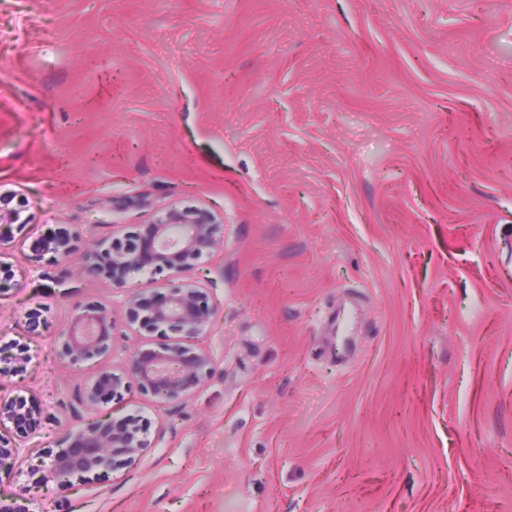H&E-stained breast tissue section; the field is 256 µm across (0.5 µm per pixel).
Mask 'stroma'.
<instances>
[{
    "label": "stroma",
    "mask_w": 512,
    "mask_h": 512,
    "mask_svg": "<svg viewBox=\"0 0 512 512\" xmlns=\"http://www.w3.org/2000/svg\"><path fill=\"white\" fill-rule=\"evenodd\" d=\"M0 194L31 512H512V0H0ZM185 206L224 217L183 274L215 374L132 391L161 439L59 496L31 466L94 371L55 338L112 296L84 254ZM79 236V233H75L74 237L71 235L57 237L49 243V246L45 245V242H40L34 247L35 255L39 256L41 252L49 250L54 253L57 258L65 261L73 254L75 250L74 240Z\"/></svg>",
    "instance_id": "35a3bbf8"
}]
</instances>
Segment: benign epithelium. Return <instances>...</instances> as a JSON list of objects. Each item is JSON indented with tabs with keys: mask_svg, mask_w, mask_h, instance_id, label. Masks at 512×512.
Here are the masks:
<instances>
[{
	"mask_svg": "<svg viewBox=\"0 0 512 512\" xmlns=\"http://www.w3.org/2000/svg\"><path fill=\"white\" fill-rule=\"evenodd\" d=\"M61 236L34 247L49 250L65 261L73 254L74 240ZM224 250V219L205 208H169L145 225L142 233H125L96 243L85 254V274L108 282L124 294L126 325L140 336L175 339L155 347L128 351L120 371L112 367L115 344L112 303L97 302L76 310L72 325L56 337L60 360L71 367L91 363L97 368L82 400L91 416L77 428L59 435L58 451L36 469L42 479L66 492L76 481H85L99 469L113 466L122 458L126 464L139 460L147 448L149 422L137 411H125L126 395L132 388L150 395L158 403L181 404L204 386L215 369V358L199 344L208 335L218 313L207 289L182 274ZM168 272L152 288H129L131 273ZM30 358L20 349L0 366V379L26 372ZM20 402L0 398V423L27 418ZM28 490L0 493V512H30Z\"/></svg>",
	"mask_w": 512,
	"mask_h": 512,
	"instance_id": "benign-epithelium-1",
	"label": "benign epithelium"
}]
</instances>
